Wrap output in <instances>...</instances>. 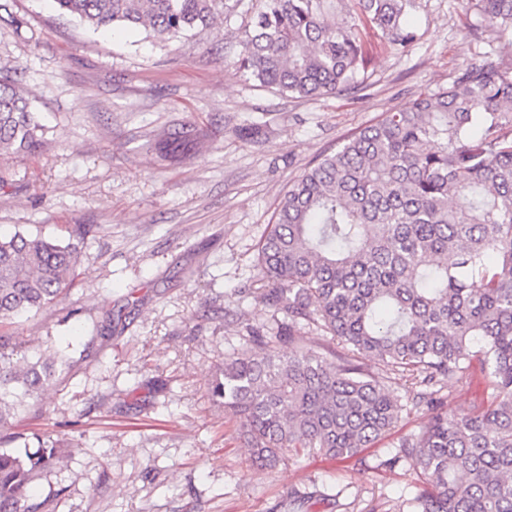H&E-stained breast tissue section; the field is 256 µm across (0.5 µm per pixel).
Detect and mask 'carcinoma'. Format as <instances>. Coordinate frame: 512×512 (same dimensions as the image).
Listing matches in <instances>:
<instances>
[{"label":"carcinoma","mask_w":512,"mask_h":512,"mask_svg":"<svg viewBox=\"0 0 512 512\" xmlns=\"http://www.w3.org/2000/svg\"><path fill=\"white\" fill-rule=\"evenodd\" d=\"M95 31L143 27L172 40L208 29L224 0H52ZM264 0L233 66L282 93L321 97L356 82L367 60L360 24L397 50L416 41V0ZM512 46V0H476ZM45 130L14 82L0 78V156L35 154ZM93 224L63 244L0 235V512H44L34 478L69 450L5 432L52 382L50 348L14 358L5 326L54 303L78 276ZM256 297L282 318L246 325L247 348L224 356L210 401L236 424L252 464L285 451L350 459L391 430L397 399L365 369L372 358L422 388L428 418L400 444L420 485L410 512H512V63L461 67L448 88L420 95L305 170L258 244ZM316 325L347 348L330 363L300 345ZM478 362L494 397L450 417L433 391Z\"/></svg>","instance_id":"obj_1"}]
</instances>
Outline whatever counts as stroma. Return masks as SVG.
<instances>
[{"label":"stroma","mask_w":512,"mask_h":512,"mask_svg":"<svg viewBox=\"0 0 512 512\" xmlns=\"http://www.w3.org/2000/svg\"><path fill=\"white\" fill-rule=\"evenodd\" d=\"M252 3L163 41L93 33L52 0H0V75L32 96L47 128L39 153L0 158V233L98 227L67 294L19 320L10 341L65 355L53 386L12 425L74 450L35 483L51 512H289L295 490L310 495L298 512H405L417 491L408 463L385 462L427 412L376 361L368 366L401 418L351 460L290 453L272 469L247 467L208 387L242 347L241 324H274L252 294L256 244L288 185L387 113L447 88L490 54L491 35L460 0H417L407 52L363 27L360 85L298 98L235 72ZM185 133L190 149L162 158ZM435 389L452 417L487 402L477 372Z\"/></svg>","instance_id":"obj_1"}]
</instances>
